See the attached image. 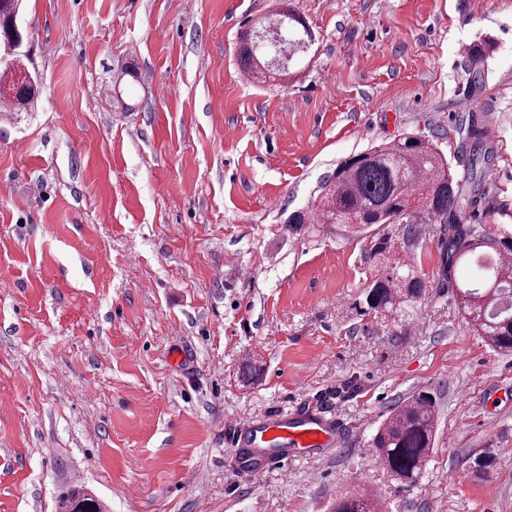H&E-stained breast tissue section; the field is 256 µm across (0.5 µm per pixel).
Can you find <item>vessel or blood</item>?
Instances as JSON below:
<instances>
[{"mask_svg":"<svg viewBox=\"0 0 512 512\" xmlns=\"http://www.w3.org/2000/svg\"><path fill=\"white\" fill-rule=\"evenodd\" d=\"M334 435L332 422L308 412L239 423L228 431V458L240 474L251 475L328 447Z\"/></svg>","mask_w":512,"mask_h":512,"instance_id":"b4317fda","label":"vessel or blood"}]
</instances>
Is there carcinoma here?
I'll list each match as a JSON object with an SVG mask.
<instances>
[{
	"label": "carcinoma",
	"mask_w": 512,
	"mask_h": 512,
	"mask_svg": "<svg viewBox=\"0 0 512 512\" xmlns=\"http://www.w3.org/2000/svg\"><path fill=\"white\" fill-rule=\"evenodd\" d=\"M18 0H0V42L9 35L10 20ZM262 51L254 32L241 33L239 58L242 66L260 79H270L261 63ZM34 98V84L10 80L0 99L27 108ZM465 159L462 169L448 162L433 141L422 134H409L355 154L336 168L323 186L319 219L324 224H344L360 234L374 224H402V234H387L370 240L369 260L389 264L391 273L374 279L367 302L375 311L396 312L410 307L422 294L425 281L416 268L402 260V253L415 246L420 219L440 225L442 255L440 287L448 289L463 318L496 351L512 352V275L503 260L512 255V224L509 207L487 202L489 224H469L467 211L484 196L483 182L491 150L481 120L469 115L460 127ZM464 265L477 270L472 279L457 277ZM437 427V408L432 396L419 393L397 407L383 421L373 438L378 462L403 486L421 477L432 451ZM58 512H105L101 500L81 488L60 496ZM333 512H378L367 493L336 497Z\"/></svg>",
	"instance_id": "obj_1"
}]
</instances>
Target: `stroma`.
<instances>
[{
  "label": "stroma",
  "instance_id": "35a3bbf8",
  "mask_svg": "<svg viewBox=\"0 0 512 512\" xmlns=\"http://www.w3.org/2000/svg\"><path fill=\"white\" fill-rule=\"evenodd\" d=\"M277 2L25 0L41 90L0 108V512L74 484L107 512H330L360 484L390 512H512V353L439 287L437 225L404 316L368 307L362 242L288 229L350 155L421 133L456 160L464 98L512 205V0H290L315 41L262 82L238 36ZM421 392L439 426L404 487L371 442ZM301 402L339 444L241 476L226 426Z\"/></svg>",
  "mask_w": 512,
  "mask_h": 512
}]
</instances>
